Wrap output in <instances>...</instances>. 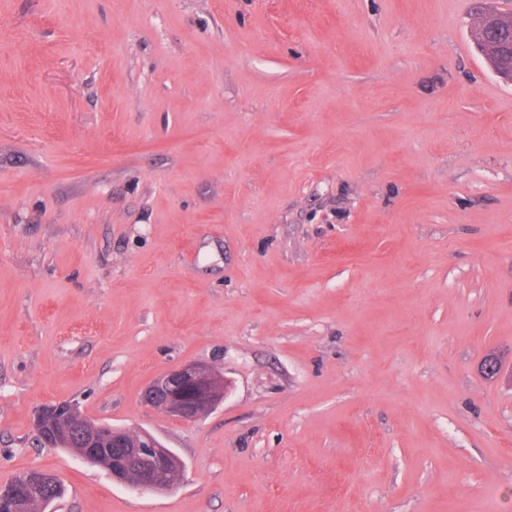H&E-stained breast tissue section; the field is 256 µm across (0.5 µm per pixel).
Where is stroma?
I'll return each instance as SVG.
<instances>
[{
	"instance_id": "obj_1",
	"label": "stroma",
	"mask_w": 512,
	"mask_h": 512,
	"mask_svg": "<svg viewBox=\"0 0 512 512\" xmlns=\"http://www.w3.org/2000/svg\"><path fill=\"white\" fill-rule=\"evenodd\" d=\"M512 0H0V487L46 512H512ZM193 361L226 397L141 399ZM182 461L132 491L43 404ZM512 30V16L499 13L482 14L477 26V39L480 49L505 29ZM224 373L193 362L156 377L144 390V402L182 421H194L224 401ZM57 478L46 471L33 469L18 477L12 483L0 489V512H41L49 503L33 498L42 493L48 486H57ZM33 498V499H31Z\"/></svg>"
}]
</instances>
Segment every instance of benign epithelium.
Wrapping results in <instances>:
<instances>
[{"label": "benign epithelium", "mask_w": 512, "mask_h": 512, "mask_svg": "<svg viewBox=\"0 0 512 512\" xmlns=\"http://www.w3.org/2000/svg\"><path fill=\"white\" fill-rule=\"evenodd\" d=\"M512 30V16L487 13L477 26L479 45H484L504 30ZM227 388L224 373L215 367L193 362L170 369L156 377L144 390V402L182 421H194L224 401ZM86 418L71 402L45 404L34 414L42 425L40 439L49 448L67 447L72 433ZM86 447L81 459L103 468L113 481L137 492L162 493L172 485L168 476L182 470L181 460L153 434L140 428H118L108 423L94 424L85 434ZM57 478L33 469L0 489V512H22L25 503L57 485Z\"/></svg>", "instance_id": "obj_1"}]
</instances>
